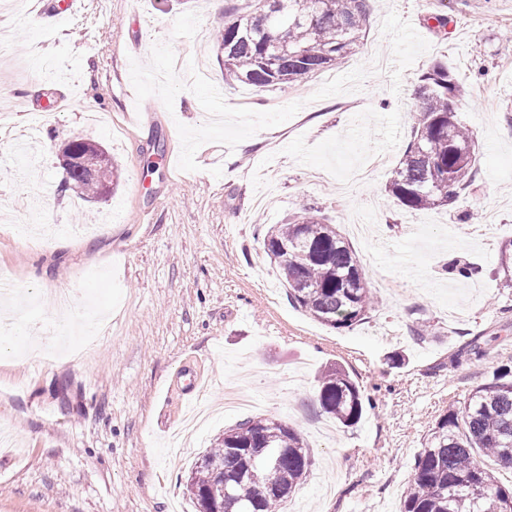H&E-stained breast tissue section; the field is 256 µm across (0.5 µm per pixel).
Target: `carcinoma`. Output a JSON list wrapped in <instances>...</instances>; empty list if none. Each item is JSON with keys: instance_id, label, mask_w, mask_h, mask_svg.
Here are the masks:
<instances>
[{"instance_id": "obj_1", "label": "carcinoma", "mask_w": 512, "mask_h": 512, "mask_svg": "<svg viewBox=\"0 0 512 512\" xmlns=\"http://www.w3.org/2000/svg\"><path fill=\"white\" fill-rule=\"evenodd\" d=\"M250 16L224 22L217 41L224 78L286 91L340 65L359 46L369 0H256ZM466 90L436 63L419 77L416 120L386 189L400 203L421 210L446 206L471 185L476 146L462 123L458 102ZM102 178L69 170L65 189L103 193L118 169L104 148L94 152ZM263 248L278 268L291 302L322 324L349 329L375 310L362 261L335 225L303 207L272 227ZM501 287L512 288V241L502 250ZM322 410L351 426L366 398L340 366L320 378ZM512 467V379L503 373L477 387L458 412L450 410L429 430L414 463L400 512H512V489L503 487L477 454ZM311 453L299 433L281 421L257 417L217 438L185 481L197 512H276L306 480ZM230 484L227 498L211 487Z\"/></svg>"}]
</instances>
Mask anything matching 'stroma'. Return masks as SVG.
<instances>
[{
    "mask_svg": "<svg viewBox=\"0 0 512 512\" xmlns=\"http://www.w3.org/2000/svg\"><path fill=\"white\" fill-rule=\"evenodd\" d=\"M251 0H85L51 28L0 13V84L32 103L73 91L35 140L0 134V272L33 292L0 332V512H196L182 483L224 430L266 417L296 427L313 457L300 512H399L429 429L477 386L512 371V0H376L363 46L289 92L224 79L216 32ZM442 11L444 29L428 16ZM447 63L468 95L478 149L469 189L410 211L386 188L410 139L418 79ZM39 87H32V75ZM226 111L214 121L210 92ZM103 145L120 172L108 197L61 191V145ZM314 209L362 259L379 304L350 329L325 326L285 288L268 228ZM51 225L31 247L16 225ZM455 259L477 265L458 281ZM69 289L74 341L90 307L108 318L89 353L61 362L51 298ZM480 345L477 359L469 349ZM343 366L369 403L345 427L323 412L318 376ZM211 418L179 442L191 372ZM255 400L225 413L224 383Z\"/></svg>",
    "mask_w": 512,
    "mask_h": 512,
    "instance_id": "1",
    "label": "stroma"
}]
</instances>
